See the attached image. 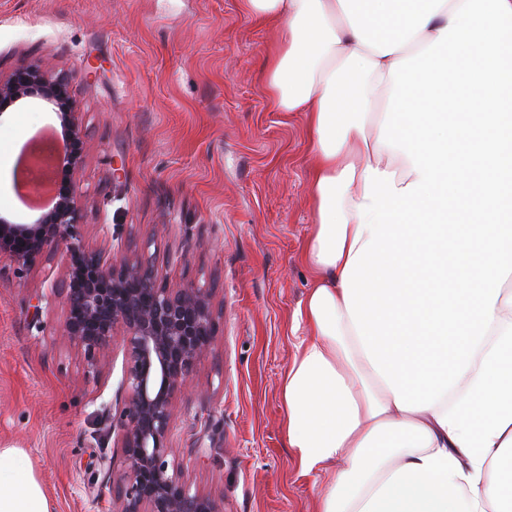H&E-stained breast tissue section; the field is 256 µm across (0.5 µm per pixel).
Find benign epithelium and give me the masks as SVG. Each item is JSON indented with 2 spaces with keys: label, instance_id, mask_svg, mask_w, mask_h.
Listing matches in <instances>:
<instances>
[{
  "label": "benign epithelium",
  "instance_id": "benign-epithelium-1",
  "mask_svg": "<svg viewBox=\"0 0 512 512\" xmlns=\"http://www.w3.org/2000/svg\"><path fill=\"white\" fill-rule=\"evenodd\" d=\"M27 98L52 104L67 143L82 144L66 74L27 67L0 79V105ZM79 219L80 194L75 185H62L36 223L14 224L1 216L0 247L10 248L18 269L29 268L49 244L72 240ZM68 251L79 270L69 271L62 287L38 295L33 309L39 317L62 301V337L77 346L85 372L94 377L109 361L115 336H122L125 397L122 406L106 405L101 411L107 433L117 436L128 474L115 488L116 512H217L215 502L191 492L168 461L173 400L216 333L212 289L193 284L171 288L150 263L115 254L108 259L104 249L80 241H72Z\"/></svg>",
  "mask_w": 512,
  "mask_h": 512
}]
</instances>
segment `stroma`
Instances as JSON below:
<instances>
[{
    "mask_svg": "<svg viewBox=\"0 0 512 512\" xmlns=\"http://www.w3.org/2000/svg\"><path fill=\"white\" fill-rule=\"evenodd\" d=\"M273 37L239 0H0V77L30 65L69 77L77 238L101 247L98 225H115L123 255L170 286L213 291L215 340L173 401L171 446L181 481L220 512L319 509L283 431L313 206L305 115L277 111L268 93ZM59 127L52 105L26 99L0 114V142ZM68 260L62 242L24 271L0 257V448L23 451L51 512H112L127 473L98 413L116 400L123 347L88 377L59 337L63 307L33 316Z\"/></svg>",
    "mask_w": 512,
    "mask_h": 512,
    "instance_id": "1",
    "label": "stroma"
}]
</instances>
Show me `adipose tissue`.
Instances as JSON below:
<instances>
[{"instance_id": "adipose-tissue-1", "label": "adipose tissue", "mask_w": 512, "mask_h": 512, "mask_svg": "<svg viewBox=\"0 0 512 512\" xmlns=\"http://www.w3.org/2000/svg\"><path fill=\"white\" fill-rule=\"evenodd\" d=\"M241 10L280 29L268 87L312 143L310 334L281 395L319 512H512V0ZM0 512H51L18 448Z\"/></svg>"}]
</instances>
